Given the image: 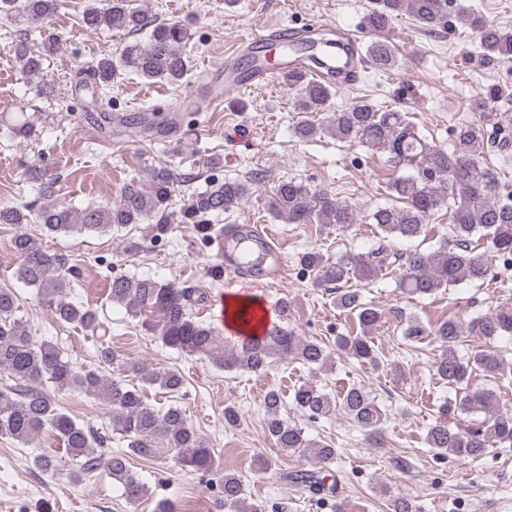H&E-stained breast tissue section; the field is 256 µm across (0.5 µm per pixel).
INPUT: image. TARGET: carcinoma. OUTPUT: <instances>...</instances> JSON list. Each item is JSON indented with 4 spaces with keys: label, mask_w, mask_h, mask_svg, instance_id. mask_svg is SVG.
I'll return each instance as SVG.
<instances>
[{
    "label": "carcinoma",
    "mask_w": 512,
    "mask_h": 512,
    "mask_svg": "<svg viewBox=\"0 0 512 512\" xmlns=\"http://www.w3.org/2000/svg\"><path fill=\"white\" fill-rule=\"evenodd\" d=\"M58 0H0V15L13 18L28 37L43 35L39 50L31 49L26 39L11 46L23 61L27 73L41 71L45 54L60 50L62 39L49 32L50 20ZM406 12L420 27L435 33L448 27V0H379V5L364 17V26L376 35L365 49V57L380 70H392L398 59L389 39L392 19ZM479 35L480 46L488 56L512 58V30H503L479 15L468 19ZM81 23L95 30L147 32L146 44L125 46L119 60L108 54L92 68L95 84L112 87L120 72L130 71L148 80L172 84L187 73L185 48L190 39L188 28L177 22H158L131 0H90L82 13ZM282 83L295 95V109L304 114L325 113L319 120L304 119L295 127L302 140L329 131L337 138L361 144L375 153L387 155L401 174L388 184L390 192L402 206L378 207L366 215L333 195L297 182L282 180L266 195L265 207L276 219L290 224H319L323 227L348 228L354 224H373L380 244L365 254L336 260L318 250L299 256L302 268L312 275L316 287L335 293L334 302L341 310L356 317L359 331L336 337V350L372 367L379 365L373 342L375 330L382 322L378 309L363 302L362 286L398 265L402 274L399 289L410 296H431L461 284L485 282L492 262L512 259V194L499 197L497 172L481 166L480 159L495 148L504 149L512 135H490L475 122L455 129L453 151L421 135L403 112L380 111L369 102L331 111L334 81L313 79L308 71H290L281 76ZM38 125L30 116L20 115L8 124V136L34 140ZM250 187L242 182H212L202 192L189 196L180 211L181 223L194 225L206 238L216 232L208 217L237 207L248 196ZM174 178L166 167L152 169L149 183L123 185L112 202L89 204L83 208L62 202L26 211L0 205V224L40 225L44 235L96 231H119L129 224H143L165 210L172 200ZM448 214L450 233L432 251L418 247L400 252L396 240L412 241L426 232L429 218L441 210ZM20 265L17 278L37 289L39 302L60 322L85 329L104 328L98 311L68 297L70 278L60 271V262L43 247L41 238L21 232L12 240ZM110 300L125 308L127 314L141 318V324L158 333L168 347L187 356H198L218 368L259 374L276 360H293L305 365L311 377L293 387L295 406L312 420L328 419L342 412L356 424L371 432L388 419V413L360 386L353 385L341 394H333L320 385L319 374L328 370L330 355L317 341L297 334L289 327L291 308L288 299L280 301L283 318L270 333H242L231 343L192 316L195 289L181 288L150 278L114 276L109 283ZM15 293L0 288V437L26 444L42 432L49 433L74 462L73 480L101 467L123 487L131 505L139 504L146 488L129 468L132 455L163 457L173 448L176 460L186 470L212 475L220 494L219 503L226 512H256L247 503L242 480L216 466L210 443L190 424L186 410L171 406L161 412L146 402L139 386L127 378L146 385H158L168 393L184 386L176 370H154L125 357L101 343L97 349L99 367L112 372L107 377L96 370H78L63 356L52 341H37L27 324L18 316ZM483 343V349L466 357L456 345L462 333ZM512 332V309L501 308L472 319L463 325L454 319L431 328L420 320L407 323L404 336L419 342L435 336L440 353L433 363L434 375L455 389V406L463 413L484 415L483 427L452 428L446 422L431 425L426 443L444 456L475 461L493 446L512 447V412L500 408L497 394L489 388L472 389L473 376L498 379L504 374V360L493 343ZM79 392L104 402L112 414V430L126 441V449L106 451V437L78 422L62 410L57 397ZM265 430L277 448L289 454L327 463L336 456L329 443L313 440L301 427L282 417V399L275 389L266 391ZM291 481L314 495L334 494L335 485H326L325 477L313 469L291 472Z\"/></svg>",
    "instance_id": "carcinoma-1"
}]
</instances>
